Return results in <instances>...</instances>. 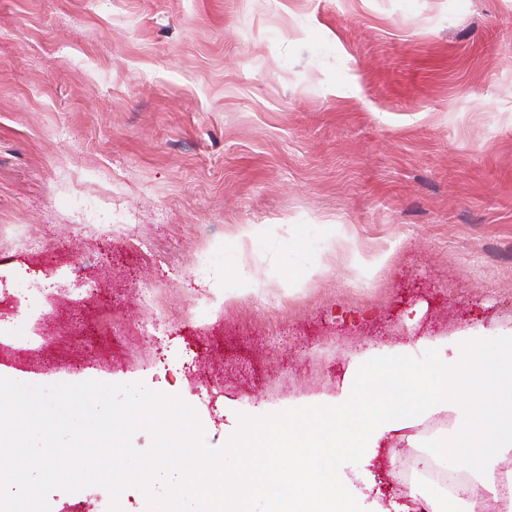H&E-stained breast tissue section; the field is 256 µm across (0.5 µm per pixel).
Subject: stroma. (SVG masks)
I'll use <instances>...</instances> for the list:
<instances>
[{"label": "stroma", "instance_id": "35a3bbf8", "mask_svg": "<svg viewBox=\"0 0 512 512\" xmlns=\"http://www.w3.org/2000/svg\"><path fill=\"white\" fill-rule=\"evenodd\" d=\"M474 329L512 332V0H0V377L140 382L218 449ZM462 422L339 477L417 512L395 465Z\"/></svg>", "mask_w": 512, "mask_h": 512}]
</instances>
